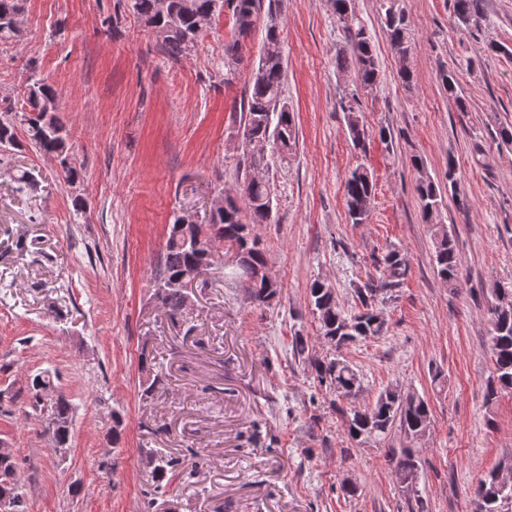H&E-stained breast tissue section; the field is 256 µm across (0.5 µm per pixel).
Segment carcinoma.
Segmentation results:
<instances>
[{
    "mask_svg": "<svg viewBox=\"0 0 512 512\" xmlns=\"http://www.w3.org/2000/svg\"><path fill=\"white\" fill-rule=\"evenodd\" d=\"M21 0H0V42L19 41L22 29L19 23ZM157 0H131V8L144 25L160 40L166 54L178 60L189 53L204 32L202 22L210 21L215 14L231 7L235 38L224 45V57L242 58L244 39L268 18L264 28L266 46L281 42L279 24L273 17L272 7H263V0H167L166 9L156 7ZM486 0H453V13L458 23L478 27L485 19ZM333 13L342 27L343 39L349 51L336 56V68L354 71L365 88L376 86L379 81V63L371 37L362 22L355 21L354 0H331ZM384 10L383 20L389 43L401 60L398 77L405 87L413 83V72L408 58L415 47L409 18L400 0H380ZM285 69L283 57L260 56L248 89L244 107L242 136L266 141L270 150L257 151L239 161L242 178L241 202L227 199L224 210L210 214L206 224H187L182 216L175 215L168 225L169 237L166 250L155 277L154 299L172 323L187 322L183 289L178 282L190 269L209 263L210 247L223 240L236 247L235 274L252 277L248 300L259 306H270L280 295V285H270L265 278H257L258 270L266 266L264 249L253 228L269 224L274 219L273 198L264 173L275 156L289 155L296 148L294 113L281 99ZM28 145L44 154L60 158L66 179L75 177L76 170L68 162L66 130L57 119L59 111L56 94L42 82L29 85L24 100ZM13 108L0 112V146L19 148L14 132ZM349 136L354 148L367 152L364 126L354 111L347 115ZM416 193L425 222L429 224L433 245V268L440 280L453 288L458 282V264L455 244L448 227L435 220L443 204L442 188L433 179L423 176L416 185ZM374 196L371 172L359 165L345 179L347 213L352 223L368 221ZM247 211L249 220L242 218ZM376 263L381 266V276L354 288L361 309L344 310L336 299L333 288L315 279L308 286V304L317 321V335L330 346L332 353L323 358L309 354L307 341L297 336L292 342L293 353L309 361L317 386L331 394L330 406L341 421L344 434L357 445L380 443L392 432L403 435L405 445L388 449L393 465L392 472L398 484L419 476L422 467L419 444L430 426L431 409L426 397L399 386L387 387L369 406L355 404L362 390L358 372L339 351L351 344L385 333L386 320L377 302L396 297L408 272L406 256L401 250H387ZM487 345L492 372L486 386L487 403H493L499 393L512 389V287L495 288L487 305ZM153 359L141 352L140 367L145 373L141 381V399L153 402L163 389L162 372L152 365ZM28 391L32 408L39 412L45 423V432L54 446L66 448L71 439L73 407L59 395L49 405L41 403V395L56 393L54 376L49 371L34 374ZM145 462L150 469V489L146 491L148 503L163 493L170 478L176 474L194 475L197 464L186 457L146 453ZM512 497V481L503 482L500 475L491 471L481 478L474 490L472 512H500L504 498ZM0 505L6 512H27L25 498L20 493L16 478V464L7 448H0Z\"/></svg>",
    "mask_w": 512,
    "mask_h": 512,
    "instance_id": "1",
    "label": "carcinoma"
}]
</instances>
